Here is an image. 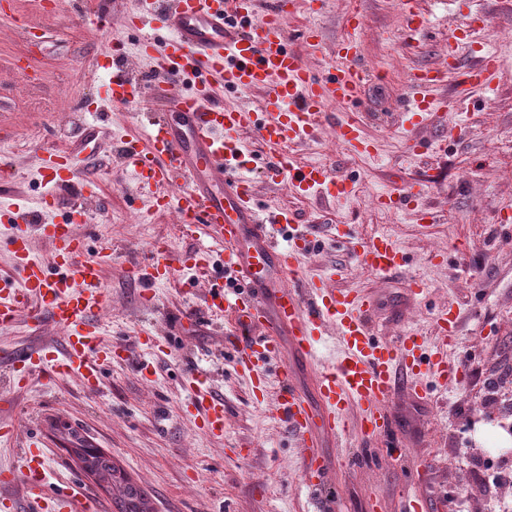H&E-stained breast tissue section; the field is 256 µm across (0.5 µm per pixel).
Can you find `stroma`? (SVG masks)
I'll return each instance as SVG.
<instances>
[{"label":"stroma","mask_w":512,"mask_h":512,"mask_svg":"<svg viewBox=\"0 0 512 512\" xmlns=\"http://www.w3.org/2000/svg\"><path fill=\"white\" fill-rule=\"evenodd\" d=\"M417 5L427 32L415 48L402 37L406 21L397 0H318L311 7L300 0L284 31L291 38L308 24L321 28V45L300 50L319 75L333 64L347 15L362 11L368 77L360 101L333 102L327 110L337 118H360L362 135L376 152L356 155L336 145L328 125L290 152L297 163L323 164L335 176L353 180L355 191L372 195H401L412 183L427 180L421 204L435 213V221L421 220L413 211L374 212L355 200L296 195L287 179L267 178L257 131L238 136L244 173L254 178L260 205L286 208L299 227L315 232L309 253L300 259V278L331 273L336 287L374 296L378 310L372 324L385 341L406 327L435 340V313L452 307L458 327L448 357L469 364L468 380L436 388L429 399H416L406 388L394 396L392 433L378 441L375 463L366 462L353 433L361 410L349 405L345 416L352 433L324 440L322 452L337 465L326 482L312 488L301 477L299 441L274 404L284 368L298 388L314 396V366L298 358L284 367L266 359L269 386L259 395L235 368L233 347L224 343L225 336L242 333L235 315L188 329L178 323L180 316L204 307L206 282L223 283L224 249L206 227L189 229L174 223L171 213H155L148 192L136 189L115 157L120 140L141 133L149 99L105 101L108 71L95 60L104 50L124 54L144 80L153 67L141 51V34L121 20L122 0H62L57 8L14 0L10 16H0V208L12 209L17 202L36 207L48 189L46 151L67 148L84 157V172L97 184L94 196L83 198L75 186L61 189L44 219L62 222L72 206L84 205L77 232L90 251L109 249L102 263L103 340L129 350L130 357L113 360L93 392L78 378L56 381L43 370L27 388L15 390L2 353L58 346L62 333L49 323L33 330L23 316L0 330V423L17 429L14 439L0 442V470L14 467L20 449L37 443L49 487L73 488L93 499L97 512H115L110 491L85 474L72 454L79 440L111 456L143 487L152 512H319L325 502L331 512H369L374 498L378 512H400L411 492L427 500L429 512H453L454 487L469 479L465 456L501 432L498 417L481 407L483 382L512 368V219L502 211L512 206V73L498 74L491 89L475 91L459 105L458 116L431 126L404 123L401 110L415 69L444 66L449 35L471 17L484 19V39L461 55L459 70L475 64L496 35L512 34V0H417ZM82 102L103 103L108 113L89 144L84 134L95 115L79 110ZM411 138L422 140L420 154L407 151ZM339 225L362 238L389 234L404 255L403 271L389 279L374 276L350 243L335 240ZM159 243L175 258L210 251V277L189 261L173 279L143 290L130 269L149 262ZM412 277L425 282V300H407L405 284ZM198 377L224 401L223 435L199 425L193 405Z\"/></svg>","instance_id":"obj_1"}]
</instances>
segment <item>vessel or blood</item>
Masks as SVG:
<instances>
[{"label": "vessel or blood", "mask_w": 512, "mask_h": 512, "mask_svg": "<svg viewBox=\"0 0 512 512\" xmlns=\"http://www.w3.org/2000/svg\"><path fill=\"white\" fill-rule=\"evenodd\" d=\"M288 15L286 0H276L266 12H259L258 0H135L122 18L126 26L164 31L163 49L144 42V52L156 67L150 80L154 113L144 138L121 140L119 163L129 169L139 187L153 189V207L175 211L181 223L198 224L216 233L224 247V263L234 268L245 282L244 291L227 294L213 288L205 310L218 315L230 310L240 314L249 330L237 348L236 364L247 374L256 390L266 388L259 365L261 352L276 354L280 362L289 355L303 360L315 356V338L325 328H335L341 339L336 359L316 376L317 403H309L282 373L283 388L277 408L300 441L303 476L309 486L319 485L335 467L334 460L320 454L323 438H342L347 433L344 410L356 404L362 411L361 440L370 442L389 432L392 417L387 407L396 390L410 385L421 393L417 378L429 372L434 382L459 380L462 369L444 355L452 343L458 317L447 307L435 314L440 348L428 349L421 334L403 330L395 340L373 336L369 319L377 309L374 296L356 289L335 287L333 276L319 280L297 278L301 254L311 242L294 228L288 210L264 212L255 202L251 178L242 174L225 177L233 168L238 149L236 136L257 129L262 142L273 152V176L287 175L291 190L302 195L320 193L347 198L353 186L336 177L321 164H297L286 152L292 144L314 136L329 101H357L367 78L360 64L365 19L353 11L345 32L336 43V65L330 77L309 69L300 53L288 42L283 21ZM107 95L131 103L138 99L141 83L124 58L113 57ZM497 75L492 61L483 59L467 71L460 98L488 88ZM445 77L437 69L413 74L404 110L409 122L422 125L452 104L435 101L429 90ZM196 79L193 91L176 92L174 79ZM240 93L261 90L267 94L265 120L245 105L233 108L215 105L211 81ZM337 140L357 154H372L374 145L360 134V124L341 120L335 126ZM53 185L79 179L81 167L73 152L55 150L47 158ZM182 180L178 194L167 187ZM425 193L416 182L405 195H379L378 204L388 210H416ZM14 219L34 223L52 245L47 258L31 255L28 235L12 242L17 280L0 277V328L12 327L19 315L34 322L49 319L64 333L62 347L44 345L16 351L12 358V385L21 389L42 362H49L60 378L79 377L88 390H96L107 365L114 357L111 346L102 341L98 320L105 304V289L99 263L84 256V242L76 232L81 212H72L65 224L42 223L38 214L17 211ZM287 244H280V234ZM363 265L373 274L390 277L400 272L404 257L388 235L358 239ZM175 268L166 250L160 249L152 263L134 268L137 280L150 284L173 277ZM194 407L201 427L215 436L224 433V402L205 384H198ZM23 482L28 490V512H91L89 501L70 489H49L43 478V460L32 449L22 452V465L0 471V484Z\"/></svg>", "instance_id": "obj_1"}]
</instances>
